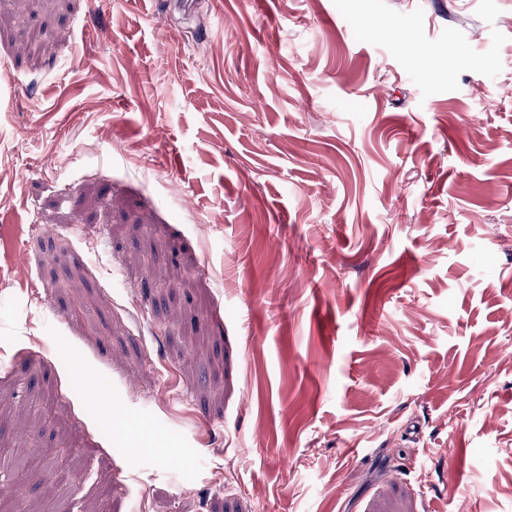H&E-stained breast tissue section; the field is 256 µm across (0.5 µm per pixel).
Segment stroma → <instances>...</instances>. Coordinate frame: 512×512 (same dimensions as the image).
Instances as JSON below:
<instances>
[{"instance_id":"35a3bbf8","label":"stroma","mask_w":512,"mask_h":512,"mask_svg":"<svg viewBox=\"0 0 512 512\" xmlns=\"http://www.w3.org/2000/svg\"><path fill=\"white\" fill-rule=\"evenodd\" d=\"M210 3L0 0V512H512V0ZM386 25L394 33L397 40L404 44L410 51L415 63L423 69L431 71L428 55L423 50L418 49L409 39L407 33L402 28L398 20L392 19L386 22Z\"/></svg>"}]
</instances>
